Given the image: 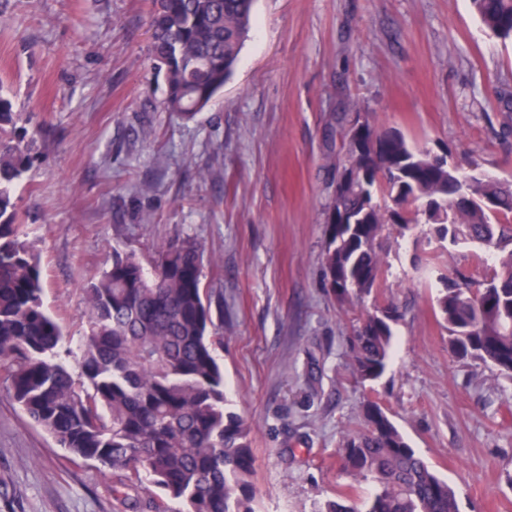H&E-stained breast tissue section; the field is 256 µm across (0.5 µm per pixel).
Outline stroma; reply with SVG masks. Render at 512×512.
I'll return each instance as SVG.
<instances>
[{
	"mask_svg": "<svg viewBox=\"0 0 512 512\" xmlns=\"http://www.w3.org/2000/svg\"><path fill=\"white\" fill-rule=\"evenodd\" d=\"M149 21V0H0V85L36 140L17 193L46 308L81 336L83 289L113 249L197 238L259 512L372 494L337 455L368 399L455 487L460 512H512V380L449 352L417 268L427 252L451 263L447 244L425 230L384 252L379 299L404 317L371 384L349 350L375 300L339 306L322 260L337 119L353 102L374 128L512 180V41L470 0H256L232 78L188 120L162 106ZM113 480L0 387V512H127Z\"/></svg>",
	"mask_w": 512,
	"mask_h": 512,
	"instance_id": "1",
	"label": "stroma"
}]
</instances>
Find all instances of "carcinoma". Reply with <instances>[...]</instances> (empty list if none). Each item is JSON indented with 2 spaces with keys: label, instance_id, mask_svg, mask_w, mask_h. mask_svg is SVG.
Instances as JSON below:
<instances>
[{
  "label": "carcinoma",
  "instance_id": "1",
  "mask_svg": "<svg viewBox=\"0 0 512 512\" xmlns=\"http://www.w3.org/2000/svg\"><path fill=\"white\" fill-rule=\"evenodd\" d=\"M151 55L167 86L165 107L191 118L232 77L254 0H152ZM484 27L512 40V0H471ZM363 108L339 117L347 150L326 210L346 223L326 225L323 264L341 305L377 295L381 246L425 224L477 251L439 272L437 310L448 347L461 360L512 378V182L475 164L463 172L430 159L397 129L365 121L362 145L349 127ZM0 86V384L24 413L73 457L117 472L113 491L149 479L161 496L134 509L150 512H257L255 457L244 420L228 410L223 342L193 238L162 243L144 257L115 249L84 289L87 310L76 347L43 301L38 256L25 242L14 197L34 161V137L18 125ZM391 302L375 305L354 329V371L374 382L392 356ZM366 428L344 436V468L375 483L363 507L349 498L322 512H460L455 489L424 461L381 405L362 406ZM179 507L174 508L171 503Z\"/></svg>",
  "mask_w": 512,
  "mask_h": 512
}]
</instances>
